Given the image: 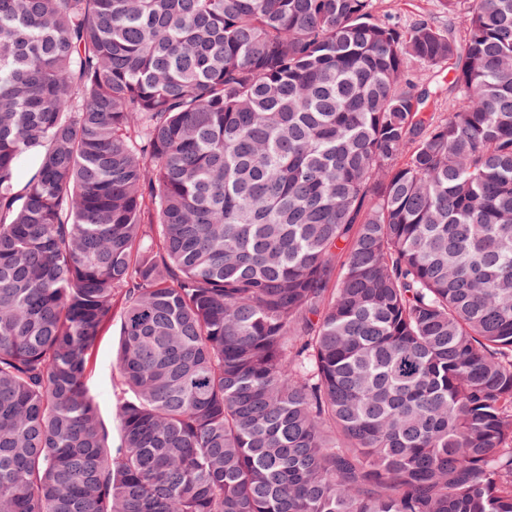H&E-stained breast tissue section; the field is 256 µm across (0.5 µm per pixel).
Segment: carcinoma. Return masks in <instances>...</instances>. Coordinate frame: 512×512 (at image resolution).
<instances>
[{
  "label": "carcinoma",
  "mask_w": 512,
  "mask_h": 512,
  "mask_svg": "<svg viewBox=\"0 0 512 512\" xmlns=\"http://www.w3.org/2000/svg\"><path fill=\"white\" fill-rule=\"evenodd\" d=\"M380 2L0 0V512H512V0ZM390 14L397 17L401 27H408L419 16L430 18L440 25L450 23L460 33H463L469 25V16L465 11L448 15L438 0L382 1V8L377 14L378 18L384 20ZM121 314L116 311L110 326L99 340L89 370V387L101 418L113 442L119 439V426L115 410L123 398V387L117 375L116 354L120 337Z\"/></svg>",
  "instance_id": "1"
}]
</instances>
